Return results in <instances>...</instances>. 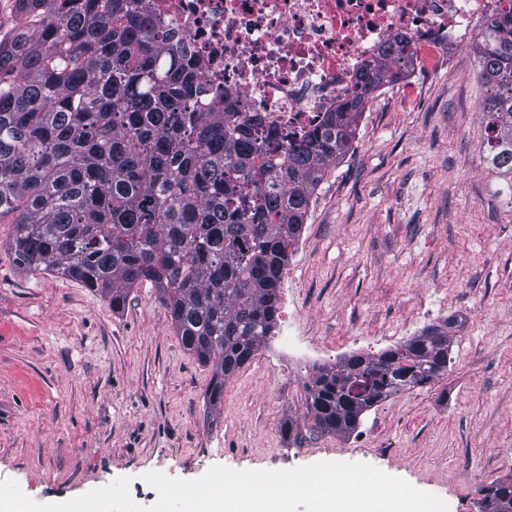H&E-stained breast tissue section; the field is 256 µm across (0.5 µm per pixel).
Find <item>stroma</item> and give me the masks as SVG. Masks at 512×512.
<instances>
[{"instance_id": "stroma-1", "label": "stroma", "mask_w": 512, "mask_h": 512, "mask_svg": "<svg viewBox=\"0 0 512 512\" xmlns=\"http://www.w3.org/2000/svg\"><path fill=\"white\" fill-rule=\"evenodd\" d=\"M472 45L415 67L367 105L318 187L283 272L272 338L203 398L211 370L182 346L151 284L121 313L81 284L19 269L0 218V482L41 504L130 480L148 508L158 471L289 470L365 463L477 512L512 480V183L484 160V95ZM451 327L447 373L365 413L355 432L290 446L313 366ZM308 360L278 355L281 337ZM482 498L479 503H482V512H495L499 500H512V482H498L485 487L481 491Z\"/></svg>"}]
</instances>
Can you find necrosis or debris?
I'll return each instance as SVG.
<instances>
[{
    "label": "necrosis or debris",
    "mask_w": 512,
    "mask_h": 512,
    "mask_svg": "<svg viewBox=\"0 0 512 512\" xmlns=\"http://www.w3.org/2000/svg\"><path fill=\"white\" fill-rule=\"evenodd\" d=\"M161 36L199 62L201 110L231 112L255 136L317 126L355 91L392 39L444 63L512 0H146Z\"/></svg>",
    "instance_id": "obj_1"
}]
</instances>
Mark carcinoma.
Masks as SVG:
<instances>
[{"label":"carcinoma","instance_id":"obj_1","mask_svg":"<svg viewBox=\"0 0 512 512\" xmlns=\"http://www.w3.org/2000/svg\"><path fill=\"white\" fill-rule=\"evenodd\" d=\"M30 25L0 38V218L14 216L16 266L47 271L122 309L150 283L183 347L211 367L205 401L268 344L283 270L313 196L379 90L417 55L396 39L363 68L358 92L267 153L224 112L190 110L199 64L159 41L133 0H15ZM486 88L487 162L512 178V18L475 46ZM452 337L432 328L376 354L313 368L300 444L346 435L388 398L448 372ZM512 482L482 489L484 512Z\"/></svg>","mask_w":512,"mask_h":512}]
</instances>
